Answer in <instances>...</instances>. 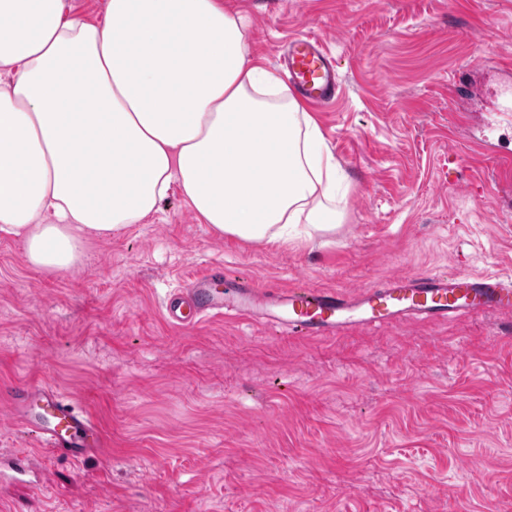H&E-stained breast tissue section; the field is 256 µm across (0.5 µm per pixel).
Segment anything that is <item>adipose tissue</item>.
<instances>
[{"label": "adipose tissue", "instance_id": "obj_1", "mask_svg": "<svg viewBox=\"0 0 512 512\" xmlns=\"http://www.w3.org/2000/svg\"><path fill=\"white\" fill-rule=\"evenodd\" d=\"M347 177L223 0H0V232L59 272L179 185L219 235L335 233ZM53 223H45V216ZM104 0H70L74 15L83 21L98 22L104 9Z\"/></svg>", "mask_w": 512, "mask_h": 512}]
</instances>
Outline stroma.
Masks as SVG:
<instances>
[{
	"mask_svg": "<svg viewBox=\"0 0 512 512\" xmlns=\"http://www.w3.org/2000/svg\"><path fill=\"white\" fill-rule=\"evenodd\" d=\"M250 52L315 35L342 91L313 108L351 178L335 235H217L172 189L158 212L45 272L0 235V394L47 383L110 438L42 454L0 512H512V316L328 338L225 315L173 326L178 288L350 291L385 276L512 277V0H229Z\"/></svg>",
	"mask_w": 512,
	"mask_h": 512,
	"instance_id": "obj_1",
	"label": "stroma"
}]
</instances>
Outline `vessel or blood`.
I'll use <instances>...</instances> for the list:
<instances>
[{"label":"vessel or blood","instance_id":"vessel-or-blood-1","mask_svg":"<svg viewBox=\"0 0 512 512\" xmlns=\"http://www.w3.org/2000/svg\"><path fill=\"white\" fill-rule=\"evenodd\" d=\"M288 80L295 93L313 106L334 102L340 88L335 59L316 38L296 36L288 42ZM276 314L279 325L308 338L332 337L345 327L383 326L416 319L441 322L472 312L494 311L512 315V281L497 277L426 273L393 275L381 286L354 292L321 288H256L251 283L228 281L223 293L190 288L168 299L171 322L196 324L216 314L253 318L256 304ZM21 428L41 451L80 461L104 453L106 438L88 410L77 408L50 385L18 387L8 396ZM17 478L35 473L33 457L0 455V469Z\"/></svg>","mask_w":512,"mask_h":512}]
</instances>
